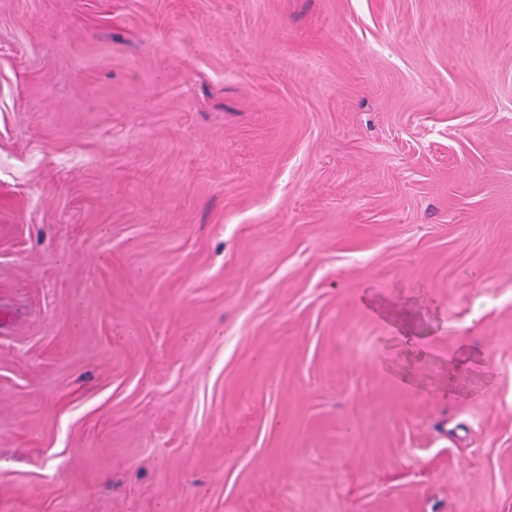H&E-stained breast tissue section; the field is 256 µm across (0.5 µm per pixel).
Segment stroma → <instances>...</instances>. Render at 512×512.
I'll list each match as a JSON object with an SVG mask.
<instances>
[{"instance_id":"stroma-1","label":"stroma","mask_w":512,"mask_h":512,"mask_svg":"<svg viewBox=\"0 0 512 512\" xmlns=\"http://www.w3.org/2000/svg\"><path fill=\"white\" fill-rule=\"evenodd\" d=\"M0 512H512V0H0Z\"/></svg>"}]
</instances>
